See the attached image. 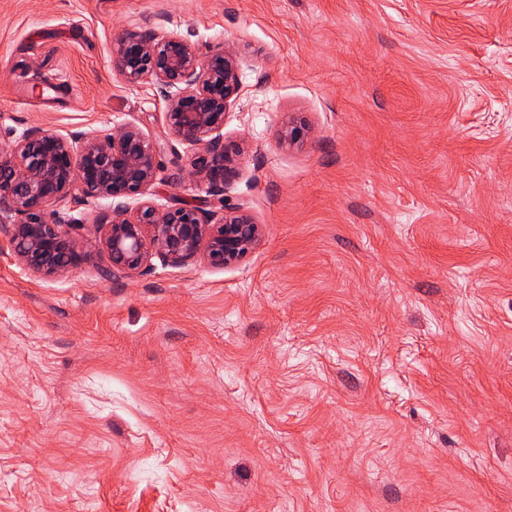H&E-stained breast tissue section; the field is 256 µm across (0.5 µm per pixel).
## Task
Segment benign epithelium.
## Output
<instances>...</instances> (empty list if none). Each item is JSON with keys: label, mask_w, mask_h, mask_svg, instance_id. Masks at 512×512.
<instances>
[{"label": "benign epithelium", "mask_w": 512, "mask_h": 512, "mask_svg": "<svg viewBox=\"0 0 512 512\" xmlns=\"http://www.w3.org/2000/svg\"><path fill=\"white\" fill-rule=\"evenodd\" d=\"M112 61L128 86L157 87L168 136L192 151L191 174L208 181L211 195H223L233 156H242L229 154L222 133L241 89L236 50L222 44L202 54L185 37L141 27L113 38ZM306 134V127L290 123L280 140L294 145ZM167 146L131 124L103 136L32 127L14 137L0 152V232L12 258L35 275L54 277L80 251L103 250L107 273L130 277L154 257L176 265L201 257L223 269L258 249L261 226L238 208L224 209L218 219L194 201L157 206L153 192ZM102 201L107 205L95 217L102 235L79 240L72 208Z\"/></svg>", "instance_id": "benign-epithelium-1"}]
</instances>
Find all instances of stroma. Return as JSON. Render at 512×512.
I'll return each mask as SVG.
<instances>
[{
    "label": "stroma",
    "mask_w": 512,
    "mask_h": 512,
    "mask_svg": "<svg viewBox=\"0 0 512 512\" xmlns=\"http://www.w3.org/2000/svg\"><path fill=\"white\" fill-rule=\"evenodd\" d=\"M240 53L235 266L17 265L0 234V512H512V0H0V151L165 135L112 38ZM310 133L288 146V123Z\"/></svg>",
    "instance_id": "1"
}]
</instances>
